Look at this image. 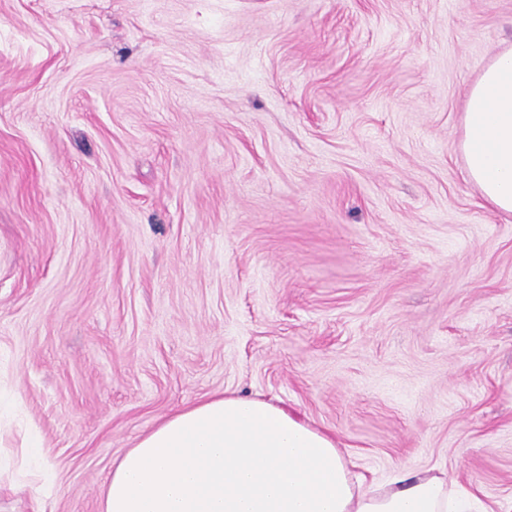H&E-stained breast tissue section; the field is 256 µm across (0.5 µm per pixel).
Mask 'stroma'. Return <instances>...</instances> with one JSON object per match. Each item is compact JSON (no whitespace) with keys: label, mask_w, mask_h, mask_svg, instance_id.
<instances>
[{"label":"stroma","mask_w":512,"mask_h":512,"mask_svg":"<svg viewBox=\"0 0 512 512\" xmlns=\"http://www.w3.org/2000/svg\"><path fill=\"white\" fill-rule=\"evenodd\" d=\"M509 41L512 0H0V512H100L227 390L512 512V216L459 148Z\"/></svg>","instance_id":"1"}]
</instances>
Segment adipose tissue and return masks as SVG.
Returning <instances> with one entry per match:
<instances>
[{
	"instance_id": "ef3b65f1",
	"label": "adipose tissue",
	"mask_w": 512,
	"mask_h": 512,
	"mask_svg": "<svg viewBox=\"0 0 512 512\" xmlns=\"http://www.w3.org/2000/svg\"><path fill=\"white\" fill-rule=\"evenodd\" d=\"M460 149L490 211L512 214V46L470 88ZM100 512H473L445 472L355 478L334 435L275 404L217 393L127 449Z\"/></svg>"
}]
</instances>
